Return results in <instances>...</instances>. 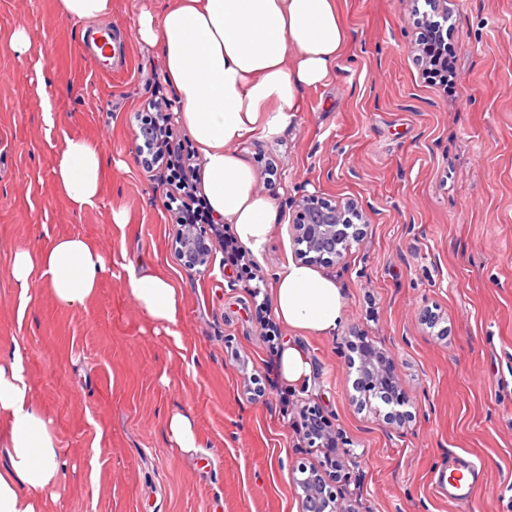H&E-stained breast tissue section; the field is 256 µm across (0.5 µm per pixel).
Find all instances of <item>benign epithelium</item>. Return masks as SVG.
Wrapping results in <instances>:
<instances>
[{
	"mask_svg": "<svg viewBox=\"0 0 512 512\" xmlns=\"http://www.w3.org/2000/svg\"><path fill=\"white\" fill-rule=\"evenodd\" d=\"M351 213H359L357 205L351 201L337 205L317 194L306 196L295 229V241L300 246L299 256L314 262L342 259L359 236L357 225L351 223L349 218ZM175 249L183 266L189 269L206 267L210 262L212 249L207 243L206 231L201 224L179 225ZM357 372L355 388L359 392L363 391L366 380L381 382L377 370L372 368L369 355L359 356ZM299 473L303 477H296L294 481L302 491L300 512H308L309 503L312 501L323 502L327 505V512H356L351 506L334 500L324 477L308 473L304 468L299 469Z\"/></svg>",
	"mask_w": 512,
	"mask_h": 512,
	"instance_id": "1",
	"label": "benign epithelium"
}]
</instances>
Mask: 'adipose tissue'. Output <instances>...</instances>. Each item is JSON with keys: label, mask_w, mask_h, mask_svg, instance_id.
Instances as JSON below:
<instances>
[{"label": "adipose tissue", "mask_w": 512, "mask_h": 512, "mask_svg": "<svg viewBox=\"0 0 512 512\" xmlns=\"http://www.w3.org/2000/svg\"><path fill=\"white\" fill-rule=\"evenodd\" d=\"M138 26L142 40L162 53L212 215L261 253L275 204L257 191L237 147L254 136L279 138L297 118L302 91L328 81L348 41L336 0H166L160 14L142 12ZM105 172L98 146L72 136L58 149L51 176L80 212L100 201ZM111 275V256L81 234L16 250L11 265L21 294L40 281L65 307L85 305ZM128 293L156 329L177 325L181 301L166 275H130ZM271 293L276 317L289 328L331 336L344 323L340 288L306 264H288ZM0 437V512H46L47 495L64 478L60 445L16 351L0 355Z\"/></svg>", "instance_id": "ef3b65f1"}]
</instances>
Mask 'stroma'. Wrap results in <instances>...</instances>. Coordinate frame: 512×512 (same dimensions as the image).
Returning a JSON list of instances; mask_svg holds the SVG:
<instances>
[{
  "label": "stroma",
  "instance_id": "stroma-1",
  "mask_svg": "<svg viewBox=\"0 0 512 512\" xmlns=\"http://www.w3.org/2000/svg\"><path fill=\"white\" fill-rule=\"evenodd\" d=\"M164 4L112 0L105 72L58 0H0V353L20 350L60 442L65 477L48 512H299L293 470L325 463L306 439V407L340 435L346 475L332 490L358 512H512V0H447L448 91L415 58L414 0H337L349 39L328 83L303 91L280 138L238 147L276 203L266 250L244 255L252 281L224 251L229 224L208 267L183 266L172 177L139 156L142 110L178 106L160 51L138 32L141 12ZM20 25L33 35L22 56L9 47ZM67 136L94 141L108 166L101 205L80 213L51 180ZM313 192L365 209L348 254L315 265L344 298L332 336L280 324L269 291L297 258L292 218ZM64 234L110 253L112 277L83 307L58 305L41 283L20 296L13 252ZM130 262L177 288L173 333L154 332L130 298ZM360 340L387 355L411 402L404 423L379 399L354 403ZM289 345L307 382L265 369ZM174 409L203 448L171 447ZM460 458L483 465L466 504L438 492Z\"/></svg>",
  "mask_w": 512,
  "mask_h": 512
}]
</instances>
